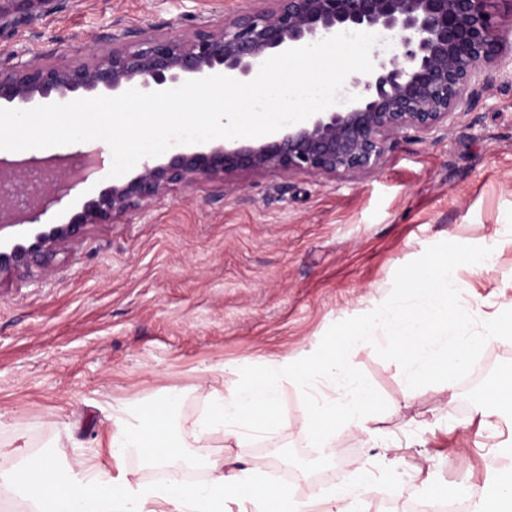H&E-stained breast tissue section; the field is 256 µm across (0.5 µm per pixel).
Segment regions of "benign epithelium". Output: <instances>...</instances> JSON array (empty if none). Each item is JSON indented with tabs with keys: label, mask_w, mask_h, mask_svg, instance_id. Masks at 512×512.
<instances>
[{
	"label": "benign epithelium",
	"mask_w": 512,
	"mask_h": 512,
	"mask_svg": "<svg viewBox=\"0 0 512 512\" xmlns=\"http://www.w3.org/2000/svg\"><path fill=\"white\" fill-rule=\"evenodd\" d=\"M274 2L270 11L237 14L188 36L130 28L107 32L102 41L112 48H92L86 59L70 64L1 60L0 104L46 105L101 90H166L182 80L216 74L244 81L275 52L341 32L383 31L393 38L390 50H374L372 72L349 81L358 100L247 144L180 146L164 160L146 159L134 176L113 181L67 223L37 228L21 241L0 246V275L29 278L47 270L90 225L110 224L174 186L242 173L336 178L374 171L399 138L448 131L449 117L470 108L505 53H512V29H501L493 0ZM34 8L55 10L59 4L0 0V27L31 18ZM34 166L47 170L51 180L23 208L7 196L0 199V234L25 232L27 224L86 182L56 158L0 159V177L23 192V176Z\"/></svg>",
	"instance_id": "benign-epithelium-1"
}]
</instances>
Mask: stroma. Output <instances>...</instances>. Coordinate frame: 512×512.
Segmentation results:
<instances>
[{
    "label": "stroma",
    "mask_w": 512,
    "mask_h": 512,
    "mask_svg": "<svg viewBox=\"0 0 512 512\" xmlns=\"http://www.w3.org/2000/svg\"><path fill=\"white\" fill-rule=\"evenodd\" d=\"M268 0H61L58 10L0 29V59L63 64L116 28L192 31ZM449 131L400 139L375 171L320 179L273 173L177 186L141 210L89 226L36 280L0 276V466L50 456L71 439L69 456L93 455L112 408L175 394L174 421L194 420L209 369L227 362L299 355L331 347L359 313L403 287L436 259L455 264L463 336L479 335L512 301V64L503 63ZM95 152L98 164L46 224L111 185L112 152L102 140L37 149L40 157ZM495 259L483 265L490 237ZM486 361L475 383L453 378L452 393L429 380L404 396L395 355L374 346L350 360L373 396L372 423L389 445L337 429L345 454L337 489L372 474L380 494L360 512L432 506L426 482L480 488L488 458L511 435L482 424L495 380L512 375V340L479 344ZM286 426L270 439L211 455L239 466L288 458L302 446L309 411L293 389L280 406ZM73 427L65 436L64 424ZM402 458L418 471L399 486L387 466Z\"/></svg>",
    "instance_id": "35a3bbf8"
}]
</instances>
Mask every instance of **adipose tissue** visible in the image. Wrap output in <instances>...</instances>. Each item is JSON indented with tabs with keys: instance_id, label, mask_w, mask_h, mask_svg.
Segmentation results:
<instances>
[{
	"instance_id": "1",
	"label": "adipose tissue",
	"mask_w": 512,
	"mask_h": 512,
	"mask_svg": "<svg viewBox=\"0 0 512 512\" xmlns=\"http://www.w3.org/2000/svg\"><path fill=\"white\" fill-rule=\"evenodd\" d=\"M460 292L455 265L437 262L431 288L421 293L422 306L408 305L399 296L373 304L360 313L341 349L315 347L256 366L248 361L223 365L208 391L206 410L188 431L177 430L171 419L149 420L141 409L119 407L110 416L106 448L94 460L62 450L52 457L28 456L0 469V487L21 496L28 512H315L321 503L329 512H356L368 479L342 495L299 497L268 481L259 464L230 471L224 459L192 460L182 449L189 439L207 447L218 433L241 442L276 432L278 407L289 385L304 395L310 413L307 447L333 457L332 437L340 427L356 428L367 442L385 445V437L371 426V393L349 354L370 345L397 351L406 393L432 377L441 390H450L453 376L476 350L469 339L452 336L459 316L450 307ZM132 455L169 469L170 478H131L126 461ZM189 464L208 471V478L180 479L179 471Z\"/></svg>"
}]
</instances>
